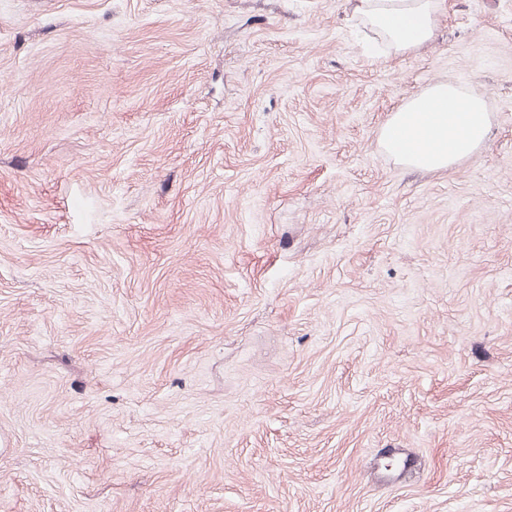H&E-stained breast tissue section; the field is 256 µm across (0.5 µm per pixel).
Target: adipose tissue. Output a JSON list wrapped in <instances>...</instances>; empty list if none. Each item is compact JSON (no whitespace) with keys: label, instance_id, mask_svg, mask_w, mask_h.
<instances>
[{"label":"adipose tissue","instance_id":"adipose-tissue-1","mask_svg":"<svg viewBox=\"0 0 512 512\" xmlns=\"http://www.w3.org/2000/svg\"><path fill=\"white\" fill-rule=\"evenodd\" d=\"M442 0H354L352 12L396 54L413 52L434 37ZM490 117L481 96L445 82L432 84L392 112L380 144L401 164L445 172L485 146Z\"/></svg>","mask_w":512,"mask_h":512}]
</instances>
